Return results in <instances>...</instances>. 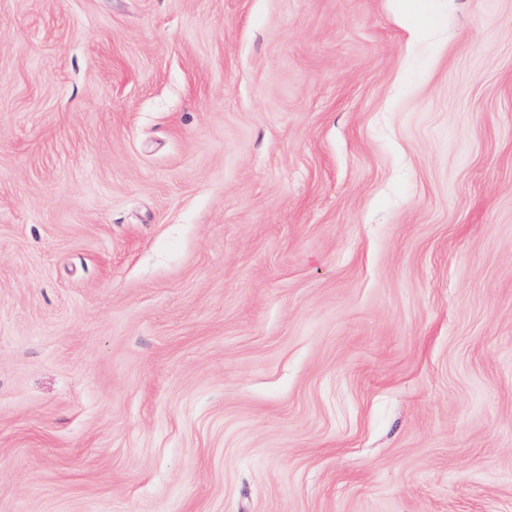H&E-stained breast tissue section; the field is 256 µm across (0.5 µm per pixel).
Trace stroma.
I'll return each instance as SVG.
<instances>
[{
  "instance_id": "35a3bbf8",
  "label": "stroma",
  "mask_w": 512,
  "mask_h": 512,
  "mask_svg": "<svg viewBox=\"0 0 512 512\" xmlns=\"http://www.w3.org/2000/svg\"><path fill=\"white\" fill-rule=\"evenodd\" d=\"M0 0V512H512V0Z\"/></svg>"
}]
</instances>
